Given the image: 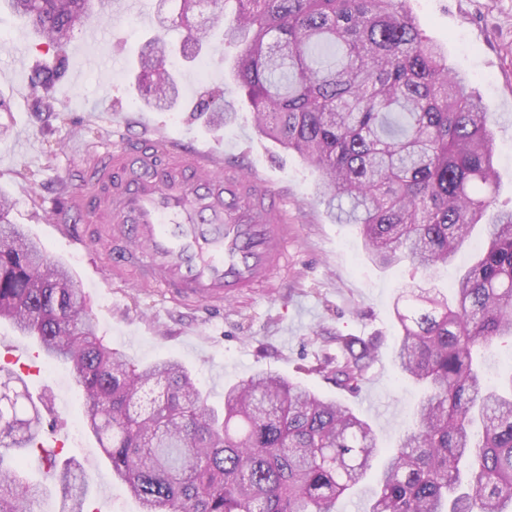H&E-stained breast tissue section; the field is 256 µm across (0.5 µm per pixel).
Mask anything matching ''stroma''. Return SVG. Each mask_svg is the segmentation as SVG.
Segmentation results:
<instances>
[{
    "label": "stroma",
    "mask_w": 512,
    "mask_h": 512,
    "mask_svg": "<svg viewBox=\"0 0 512 512\" xmlns=\"http://www.w3.org/2000/svg\"><path fill=\"white\" fill-rule=\"evenodd\" d=\"M156 0H140V19L104 18L112 43L100 45L76 32L68 46L70 67L60 109L62 120L43 125L31 111V68L47 51L30 28L0 8V93L9 109L0 112V191L12 201L10 218L66 263L81 286L107 346L134 362L164 356L191 372L208 405H224V390L264 370L300 382L352 407L372 426L383 445H395L413 418L419 389L393 364L398 328L392 304L401 288L448 290L482 247L473 234L448 267L423 273L410 263L382 271L368 259L355 225L331 218L320 194V175L294 152L261 136L246 98L236 89V52L216 46L189 58L175 57L180 99L168 109L144 107L132 87V67L110 61L119 53L134 59L138 46L157 32ZM421 31L444 44L450 63L471 77L496 122V168L500 203L512 202V0H409ZM224 88L239 114L230 126L206 123L195 107L204 92ZM136 146L146 140L192 142L223 152L231 168L262 173L291 224L288 269L269 293L233 308L191 310L128 285H105L97 256L73 247L49 211L66 177L80 174L87 149L115 135ZM379 338L378 357L361 387L336 388L325 365L336 356V336ZM45 422L59 421L65 445L59 453L77 459L91 478L93 506L112 502L115 512H138L137 502L112 477V465L86 428L71 432L81 414V393L67 366L43 361L27 376Z\"/></svg>",
    "instance_id": "obj_1"
}]
</instances>
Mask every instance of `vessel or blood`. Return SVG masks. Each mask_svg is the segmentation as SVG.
Listing matches in <instances>:
<instances>
[{
    "mask_svg": "<svg viewBox=\"0 0 512 512\" xmlns=\"http://www.w3.org/2000/svg\"><path fill=\"white\" fill-rule=\"evenodd\" d=\"M93 159L90 181L67 180L61 207L78 218L69 240L102 243L113 271L189 304L236 300L285 267L288 227L262 205L258 173L225 176L223 156L160 140L98 146Z\"/></svg>",
    "mask_w": 512,
    "mask_h": 512,
    "instance_id": "vessel-or-blood-1",
    "label": "vessel or blood"
}]
</instances>
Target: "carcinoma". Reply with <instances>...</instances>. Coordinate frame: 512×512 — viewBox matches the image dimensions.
Returning <instances> with one entry per match:
<instances>
[{
  "instance_id": "cac0c4a2",
  "label": "carcinoma",
  "mask_w": 512,
  "mask_h": 512,
  "mask_svg": "<svg viewBox=\"0 0 512 512\" xmlns=\"http://www.w3.org/2000/svg\"><path fill=\"white\" fill-rule=\"evenodd\" d=\"M93 0H4L53 52L31 74L34 111L59 114L67 47ZM160 31L187 29L202 50L212 31L238 48L234 75L260 135L321 176L336 221L354 224L380 268L404 260L428 273L451 263L477 225L478 260L452 284L453 299L406 288L394 304L393 362L424 389L397 447L379 445L349 406L271 372L206 403L174 357L139 365L98 335L70 270L8 219L0 196V320L70 367L87 426L140 512H336L382 461L367 512H505L512 505V373L486 383L480 352L512 341V207L498 205L494 113L467 75L426 39L407 0H178ZM162 37L137 50L135 88L157 109L180 90ZM213 120L237 113L218 94ZM336 386L358 390L378 340L336 337ZM0 402V512H36L43 486L6 455L42 450L37 407ZM58 512H87L89 478L73 458L46 457Z\"/></svg>"
}]
</instances>
